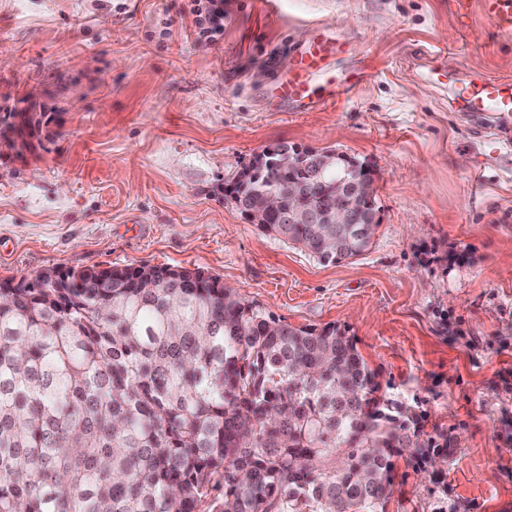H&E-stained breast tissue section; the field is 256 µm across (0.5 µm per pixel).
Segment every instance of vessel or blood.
I'll return each mask as SVG.
<instances>
[{
  "instance_id": "vessel-or-blood-1",
  "label": "vessel or blood",
  "mask_w": 512,
  "mask_h": 512,
  "mask_svg": "<svg viewBox=\"0 0 512 512\" xmlns=\"http://www.w3.org/2000/svg\"><path fill=\"white\" fill-rule=\"evenodd\" d=\"M483 11L505 33H512V0H483ZM343 45L332 33L319 34L295 54L294 68L278 78L274 97L279 105L295 112H310L335 102L344 92L343 83L324 78L333 56L342 52ZM458 97L466 111L503 125L512 120V80L482 77L463 84Z\"/></svg>"
}]
</instances>
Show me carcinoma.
Here are the masks:
<instances>
[{"mask_svg":"<svg viewBox=\"0 0 512 512\" xmlns=\"http://www.w3.org/2000/svg\"><path fill=\"white\" fill-rule=\"evenodd\" d=\"M24 94L0 134L24 130ZM237 200L288 179L252 163ZM309 184L356 224L275 233L325 263L361 255L374 189ZM188 268H52L0 288V512H385L411 406L377 395L336 326L294 327Z\"/></svg>","mask_w":512,"mask_h":512,"instance_id":"1","label":"carcinoma"}]
</instances>
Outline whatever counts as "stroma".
I'll return each instance as SVG.
<instances>
[{"label": "stroma", "mask_w": 512, "mask_h": 512, "mask_svg": "<svg viewBox=\"0 0 512 512\" xmlns=\"http://www.w3.org/2000/svg\"><path fill=\"white\" fill-rule=\"evenodd\" d=\"M470 3L217 0L205 42L196 0H0V112L34 86L61 111L45 150L0 155V279L198 268L291 325H335L419 417L386 512H512V134L454 100L463 73L512 80V34ZM321 29L347 95L277 111ZM278 143L370 169L364 253L325 263L241 213L232 183Z\"/></svg>", "instance_id": "obj_1"}]
</instances>
